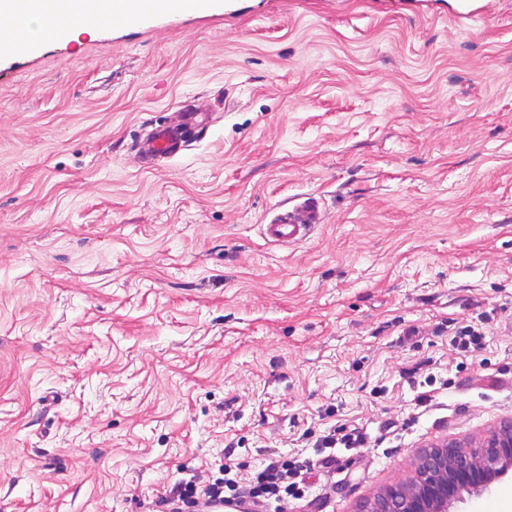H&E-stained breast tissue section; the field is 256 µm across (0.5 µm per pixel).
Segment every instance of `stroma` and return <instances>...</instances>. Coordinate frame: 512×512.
<instances>
[{
  "label": "stroma",
  "mask_w": 512,
  "mask_h": 512,
  "mask_svg": "<svg viewBox=\"0 0 512 512\" xmlns=\"http://www.w3.org/2000/svg\"><path fill=\"white\" fill-rule=\"evenodd\" d=\"M460 7L232 0L0 52V512H154L281 456L285 512H357L512 418V0ZM303 196L324 224L267 243ZM498 2L496 0H481L479 6L474 9L465 7L457 16V21L460 25L466 24L470 21L482 20L486 21L491 19L497 10ZM206 125L204 112H180L174 121L156 127L145 141L139 144V150L150 158L172 157L182 144L194 139L198 127ZM339 430L346 431L340 438H336V429L333 431L334 434L324 437L325 448H334L337 444L343 445V448H360L364 445L366 438L358 428Z\"/></svg>",
  "instance_id": "obj_1"
}]
</instances>
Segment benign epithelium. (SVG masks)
Here are the masks:
<instances>
[{"label":"benign epithelium","instance_id":"benign-epithelium-1","mask_svg":"<svg viewBox=\"0 0 512 512\" xmlns=\"http://www.w3.org/2000/svg\"><path fill=\"white\" fill-rule=\"evenodd\" d=\"M512 475V419L474 443L444 441L422 449L414 474L366 500L358 512H449L462 493L484 491Z\"/></svg>","mask_w":512,"mask_h":512}]
</instances>
